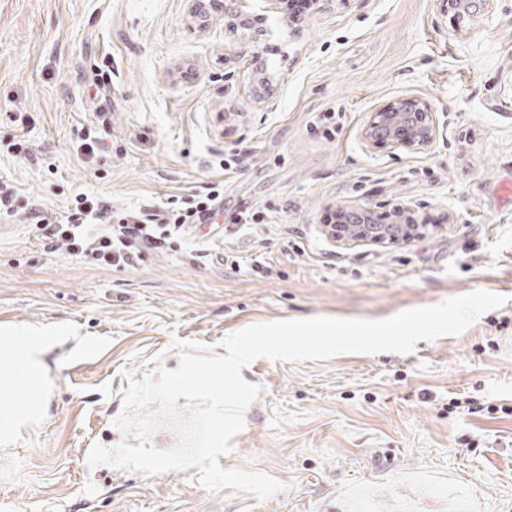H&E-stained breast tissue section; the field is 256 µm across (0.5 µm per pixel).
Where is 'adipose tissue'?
Segmentation results:
<instances>
[{
    "label": "adipose tissue",
    "mask_w": 512,
    "mask_h": 512,
    "mask_svg": "<svg viewBox=\"0 0 512 512\" xmlns=\"http://www.w3.org/2000/svg\"><path fill=\"white\" fill-rule=\"evenodd\" d=\"M49 341L18 330L0 351V388L20 393L36 386L43 375L42 356Z\"/></svg>",
    "instance_id": "1"
}]
</instances>
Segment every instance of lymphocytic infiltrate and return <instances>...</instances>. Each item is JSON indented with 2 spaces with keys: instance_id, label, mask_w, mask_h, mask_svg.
Wrapping results in <instances>:
<instances>
[{
  "instance_id": "lymphocytic-infiltrate-1",
  "label": "lymphocytic infiltrate",
  "mask_w": 512,
  "mask_h": 512,
  "mask_svg": "<svg viewBox=\"0 0 512 512\" xmlns=\"http://www.w3.org/2000/svg\"><path fill=\"white\" fill-rule=\"evenodd\" d=\"M219 215L224 218V232L229 234L266 223L270 217L262 205L225 210L224 186L220 183L163 203L119 212L100 196L79 193L55 215L24 202L13 188L0 185L1 217H21L49 251H62L117 271L137 268L150 255L178 250L183 240L196 236L199 226L213 223Z\"/></svg>"
}]
</instances>
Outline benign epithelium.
<instances>
[{"label":"benign epithelium","mask_w":512,"mask_h":512,"mask_svg":"<svg viewBox=\"0 0 512 512\" xmlns=\"http://www.w3.org/2000/svg\"><path fill=\"white\" fill-rule=\"evenodd\" d=\"M439 133L432 106L413 96L399 97L373 113L362 137L371 149L394 151L423 148ZM414 229L405 224H338L332 238L345 244H398L411 239Z\"/></svg>","instance_id":"1"}]
</instances>
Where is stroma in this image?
<instances>
[{"label":"stroma","mask_w":512,"mask_h":512,"mask_svg":"<svg viewBox=\"0 0 512 512\" xmlns=\"http://www.w3.org/2000/svg\"><path fill=\"white\" fill-rule=\"evenodd\" d=\"M231 35L223 12L195 24L187 0H0V183L43 211L101 195L120 211L223 183L224 202L271 205L268 225L192 261L169 252L133 270L48 252L0 220V336L62 341L44 357L41 405L0 442V512H512V0H320L296 28L266 0ZM274 109L248 92L256 66ZM401 96L431 104L422 149H367L373 112ZM340 114L335 137L309 129ZM101 139L84 155L85 134ZM246 151L238 171L220 161ZM414 214L402 244L341 245L330 209ZM237 250L240 268L224 267ZM271 276L251 271L253 259ZM488 291L507 296L458 336L413 353L325 361L259 359L262 386L223 468L268 475L266 499L104 464L128 380L175 369L173 341L218 347L249 325L329 315L384 320ZM469 401L452 409L449 398Z\"/></svg>","instance_id":"35a3bbf8"}]
</instances>
